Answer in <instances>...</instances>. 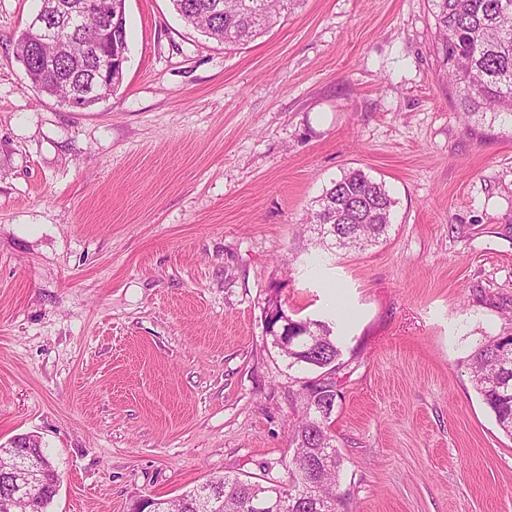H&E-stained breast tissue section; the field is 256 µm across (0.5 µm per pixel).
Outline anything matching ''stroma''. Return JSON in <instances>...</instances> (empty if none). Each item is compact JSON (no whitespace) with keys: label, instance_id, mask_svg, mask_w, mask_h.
Instances as JSON below:
<instances>
[{"label":"stroma","instance_id":"stroma-1","mask_svg":"<svg viewBox=\"0 0 512 512\" xmlns=\"http://www.w3.org/2000/svg\"><path fill=\"white\" fill-rule=\"evenodd\" d=\"M40 0H0V442L39 436L47 512H132L209 476L287 483L278 295L333 323L346 512H512V438L470 378L512 335V127L454 108L428 0H302L225 46L126 0L119 89L84 110L23 78ZM386 241L311 245L344 171Z\"/></svg>","mask_w":512,"mask_h":512}]
</instances>
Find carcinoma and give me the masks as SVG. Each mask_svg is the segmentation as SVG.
I'll use <instances>...</instances> for the list:
<instances>
[{
  "mask_svg": "<svg viewBox=\"0 0 512 512\" xmlns=\"http://www.w3.org/2000/svg\"><path fill=\"white\" fill-rule=\"evenodd\" d=\"M98 13L78 31L84 42L97 44L107 19L108 0H96ZM301 0H172L175 11L189 25L227 45H244L264 34ZM441 44L442 62L456 103L465 119L491 113L512 126V0H429ZM93 56L63 58L56 69H41L32 85L62 98L64 78L90 75ZM396 200L386 184L361 170H349L331 182L308 212L312 241L330 249L363 250L379 242L392 224ZM284 333L279 347L289 366L321 370L300 393L301 413L290 429L294 452L288 462V484L263 485L224 474L168 501L162 512H253L251 503L266 497L268 512H339L338 476L342 458L330 432V416L338 392L331 374L342 355L340 341L326 321L295 319L277 327ZM471 381L498 427L512 437V336L478 345L470 358Z\"/></svg>",
  "mask_w": 512,
  "mask_h": 512,
  "instance_id": "carcinoma-1",
  "label": "carcinoma"
}]
</instances>
